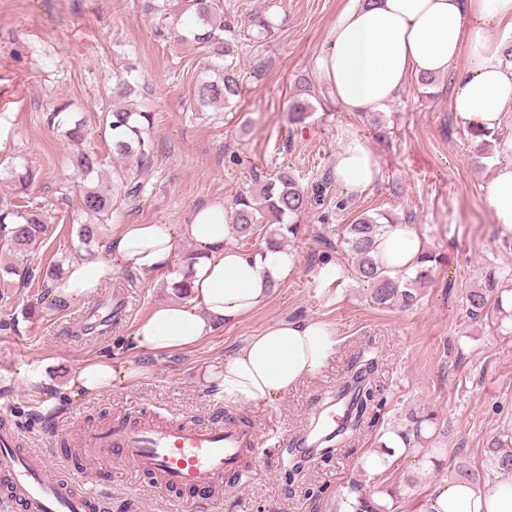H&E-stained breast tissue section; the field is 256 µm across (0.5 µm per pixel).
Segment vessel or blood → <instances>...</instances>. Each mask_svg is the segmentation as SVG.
<instances>
[{
  "label": "vessel or blood",
  "instance_id": "b4317fda",
  "mask_svg": "<svg viewBox=\"0 0 512 512\" xmlns=\"http://www.w3.org/2000/svg\"><path fill=\"white\" fill-rule=\"evenodd\" d=\"M127 301L116 293H103L87 311L82 330L100 327L103 318L120 323L127 316ZM352 393L340 388L318 411L297 445L308 460H319L325 440L341 426ZM45 436L72 442L86 468L103 470L119 459L161 491L204 490L219 497L224 481H247L254 473L259 449L271 436L253 425L231 420L182 418L159 421L146 416L132 424L111 423L66 429L45 426ZM49 448L24 447L23 438L9 415L0 416V482L24 501L27 512H94L101 499L89 480L52 467Z\"/></svg>",
  "mask_w": 512,
  "mask_h": 512
}]
</instances>
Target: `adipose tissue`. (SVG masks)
Returning <instances> with one entry per match:
<instances>
[{
  "instance_id": "adipose-tissue-1",
  "label": "adipose tissue",
  "mask_w": 512,
  "mask_h": 512,
  "mask_svg": "<svg viewBox=\"0 0 512 512\" xmlns=\"http://www.w3.org/2000/svg\"><path fill=\"white\" fill-rule=\"evenodd\" d=\"M503 33L496 41L492 32ZM512 0H348L314 67L344 111L362 116L386 111L409 79L453 77L451 110L463 126L500 129L512 116ZM465 67H458L459 58ZM486 199L495 221L512 231V137L496 143ZM380 167L359 139L336 153L335 177L349 194L376 184ZM232 219L223 203L194 209L185 224H122L97 257L70 260L50 299L72 302L93 297L120 267L138 272H172L182 242L195 247L188 267L190 296L167 301L137 322L135 348L157 354L180 351L211 336L217 327L249 317L277 283L294 272L298 259L285 249L245 252L231 243ZM424 244L413 225L394 224L381 238L378 255L392 273L412 270ZM335 332L314 320L286 319L263 328L225 357L215 377L225 403L268 402L288 395L300 381L319 373L333 355ZM142 372L127 363L94 357L75 369L73 396L98 395ZM431 512H512V484L482 490L466 481L436 485Z\"/></svg>"
}]
</instances>
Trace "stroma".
Segmentation results:
<instances>
[{
    "mask_svg": "<svg viewBox=\"0 0 512 512\" xmlns=\"http://www.w3.org/2000/svg\"><path fill=\"white\" fill-rule=\"evenodd\" d=\"M347 0H224V17L238 34V72L245 88L233 108L199 110L195 86L207 66L194 46L156 37L162 19L145 14L142 0H0V203L26 201L50 215V237L27 260L33 276L0 283V397L29 448L44 446L42 425L80 418L87 427L132 421L149 412L207 419L229 414L299 435L320 397L349 376L352 359L372 351L376 398L361 431L330 458L301 472L280 451L260 454L244 485H228L210 512H347L354 492L395 512H422L431 489L453 478L457 459L486 471L493 439L512 440V309H489L471 319L466 299L494 291L512 299V231L496 224L483 190L489 167L475 165V143L450 110L451 76L431 94L409 80L378 117L344 111L316 78L314 59ZM267 12L273 37H256L247 14ZM132 69L131 101L151 112L154 154L148 167L120 160L103 119L113 106L114 73ZM312 105L305 124L290 128L297 95ZM67 102L84 119L87 137L72 144L46 120ZM351 137L375 154L380 177L361 194L332 185L323 206L303 215L285 249L298 265L269 301L246 320L218 328L199 344L173 353H143L130 346L136 323L172 299L162 273L124 268L108 287L131 296L132 311L104 335L73 338L64 326L88 300L54 305L36 272L98 241L82 245L78 226L84 186L110 179L115 167L138 169L143 189L124 201L100 239L116 224H183L198 206L230 201L250 191L256 177L291 171L312 186L332 173L336 153ZM94 155L99 168L81 178L78 154ZM35 173L19 189L9 171ZM390 213L413 224L426 249L444 262L421 290L418 307L379 308L351 274V262L334 242L362 213ZM338 275H331L329 265ZM330 325L338 350L315 376L273 402L227 405L214 374L248 336L281 319ZM102 356L120 365H144V375L115 384L101 396L70 398L61 389L83 360ZM33 366L47 384L29 388L19 372ZM421 420L420 438L400 432ZM108 512H190L182 493L164 494L114 463L94 474Z\"/></svg>",
    "mask_w": 512,
    "mask_h": 512,
    "instance_id": "stroma-1",
    "label": "stroma"
}]
</instances>
